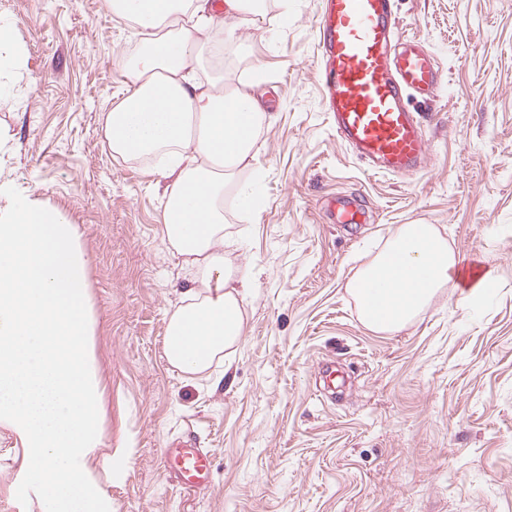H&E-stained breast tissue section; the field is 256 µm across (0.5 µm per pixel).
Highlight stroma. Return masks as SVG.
I'll return each instance as SVG.
<instances>
[{
  "label": "stroma",
  "mask_w": 512,
  "mask_h": 512,
  "mask_svg": "<svg viewBox=\"0 0 512 512\" xmlns=\"http://www.w3.org/2000/svg\"><path fill=\"white\" fill-rule=\"evenodd\" d=\"M322 0H292L273 43L224 66L260 88L276 118L253 169L256 217L227 208L225 234L254 288L235 353L208 374L166 359L171 311L189 285L160 239L151 161L115 156L105 116L140 37L105 0H0L25 64L0 107L10 140L0 181L77 224L98 381L91 462L112 512H512V0H395L398 32L447 82L413 102L421 167L374 173L339 140L322 104ZM364 211L339 223L345 202ZM402 224H432L461 270L494 269L481 304L453 276L417 320L391 333L361 322L346 284ZM210 454L209 484L182 489L163 448L186 436ZM29 455L0 422V512Z\"/></svg>",
  "instance_id": "obj_1"
}]
</instances>
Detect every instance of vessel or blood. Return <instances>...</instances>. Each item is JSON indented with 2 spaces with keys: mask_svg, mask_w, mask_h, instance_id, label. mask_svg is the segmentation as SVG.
I'll list each match as a JSON object with an SVG mask.
<instances>
[{
  "mask_svg": "<svg viewBox=\"0 0 512 512\" xmlns=\"http://www.w3.org/2000/svg\"><path fill=\"white\" fill-rule=\"evenodd\" d=\"M394 0H322L320 69L323 104L336 132L375 169L413 170L426 153L422 127L405 106L409 95L427 97L445 78L430 51L403 39L393 42ZM180 486L206 484L210 458L193 441L164 454Z\"/></svg>",
  "mask_w": 512,
  "mask_h": 512,
  "instance_id": "b4317fda",
  "label": "vessel or blood"
}]
</instances>
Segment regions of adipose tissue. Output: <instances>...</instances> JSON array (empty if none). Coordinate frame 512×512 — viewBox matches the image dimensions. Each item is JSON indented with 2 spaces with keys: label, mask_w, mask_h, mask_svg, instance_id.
I'll return each instance as SVG.
<instances>
[{
  "label": "adipose tissue",
  "mask_w": 512,
  "mask_h": 512,
  "mask_svg": "<svg viewBox=\"0 0 512 512\" xmlns=\"http://www.w3.org/2000/svg\"><path fill=\"white\" fill-rule=\"evenodd\" d=\"M113 16L134 24L141 39L127 61L125 87L107 112L105 136L117 156L156 158L166 178L160 235L180 257L191 285L171 313L165 337L168 361L183 372L204 374L236 346L244 328L251 283L225 255L224 199L237 211L258 215L263 201L239 172L256 155L264 129L274 122L253 85L215 73L197 74L214 44L248 57L253 47L241 27L266 17V0H106ZM455 253L431 224H403L348 283L365 326L394 333L410 324L452 277ZM384 285L378 297L365 286Z\"/></svg>",
  "instance_id": "1"
}]
</instances>
